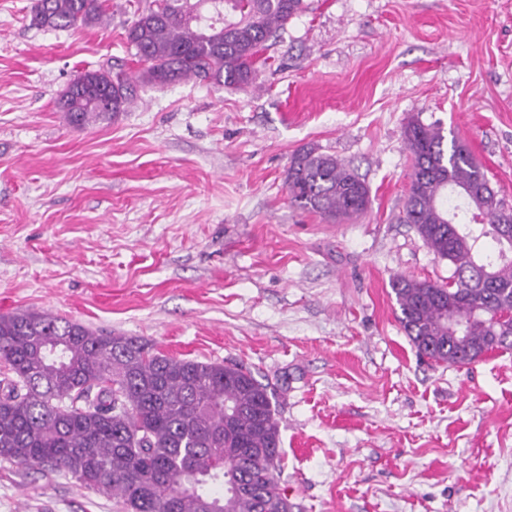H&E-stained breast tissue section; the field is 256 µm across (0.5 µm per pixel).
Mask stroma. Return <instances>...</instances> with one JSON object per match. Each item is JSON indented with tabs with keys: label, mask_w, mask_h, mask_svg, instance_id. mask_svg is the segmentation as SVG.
I'll return each mask as SVG.
<instances>
[{
	"label": "stroma",
	"mask_w": 512,
	"mask_h": 512,
	"mask_svg": "<svg viewBox=\"0 0 512 512\" xmlns=\"http://www.w3.org/2000/svg\"><path fill=\"white\" fill-rule=\"evenodd\" d=\"M34 2L0 0V315L250 369L275 390L299 512H512V351L420 358L391 289L450 274L398 221L410 118L465 141L512 207V0H305L256 89L149 88L83 128L62 91L110 61L137 72L124 33L149 0L77 31L31 26ZM306 148L365 180L358 222L290 202ZM0 512L123 508L0 462Z\"/></svg>",
	"instance_id": "35a3bbf8"
}]
</instances>
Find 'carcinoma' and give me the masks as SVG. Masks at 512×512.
<instances>
[{
  "label": "carcinoma",
  "mask_w": 512,
  "mask_h": 512,
  "mask_svg": "<svg viewBox=\"0 0 512 512\" xmlns=\"http://www.w3.org/2000/svg\"><path fill=\"white\" fill-rule=\"evenodd\" d=\"M304 0H153L125 29L141 69L79 74L59 107L70 124L128 111L136 83L256 86L268 40ZM108 18L102 0H36L31 25L78 29ZM402 222L448 261V283L395 277L398 320L416 353L470 364L512 349V256L486 254L496 225L512 223L465 143L412 118ZM291 202L332 223L363 215L370 190L336 157L304 149L286 173ZM462 322L457 341L449 325ZM0 461L63 473L122 502L125 512H294L280 488L274 391L238 364L171 357L137 338L98 334L45 313L0 316Z\"/></svg>",
  "instance_id": "obj_1"
}]
</instances>
